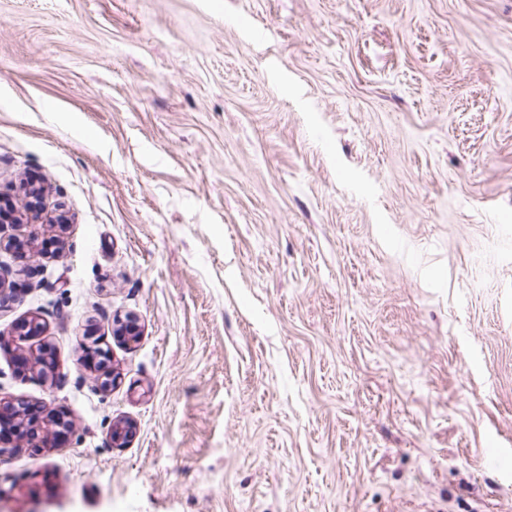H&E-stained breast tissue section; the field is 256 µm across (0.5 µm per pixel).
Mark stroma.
Returning <instances> with one entry per match:
<instances>
[{"label":"stroma","mask_w":512,"mask_h":512,"mask_svg":"<svg viewBox=\"0 0 512 512\" xmlns=\"http://www.w3.org/2000/svg\"><path fill=\"white\" fill-rule=\"evenodd\" d=\"M0 198V512H512V0H0Z\"/></svg>","instance_id":"stroma-1"}]
</instances>
